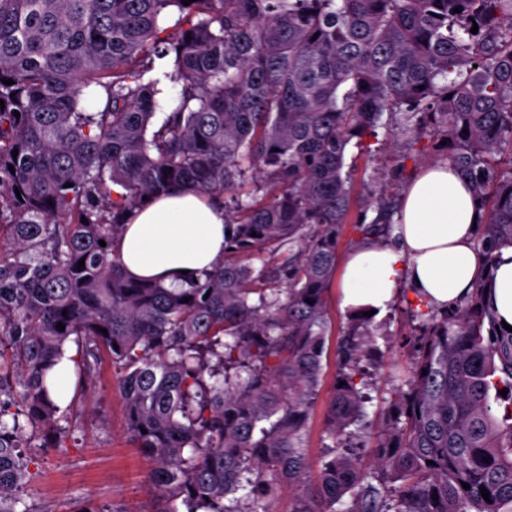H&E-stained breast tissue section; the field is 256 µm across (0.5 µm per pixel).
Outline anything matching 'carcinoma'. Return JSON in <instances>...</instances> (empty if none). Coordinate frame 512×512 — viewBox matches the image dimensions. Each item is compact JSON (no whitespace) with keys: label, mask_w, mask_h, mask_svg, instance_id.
<instances>
[{"label":"carcinoma","mask_w":512,"mask_h":512,"mask_svg":"<svg viewBox=\"0 0 512 512\" xmlns=\"http://www.w3.org/2000/svg\"><path fill=\"white\" fill-rule=\"evenodd\" d=\"M0 100V512H31L27 441L63 446L47 375L71 341L83 402L114 369L159 512H277L285 485L291 512H512V332L482 288L418 314L370 470L351 426L377 344L350 317L341 451L305 485L350 142H445L486 263L512 246V0H0ZM180 185L224 203V263L186 288L129 279L128 215ZM398 204L363 201L360 240H386Z\"/></svg>","instance_id":"obj_1"}]
</instances>
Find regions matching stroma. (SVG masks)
I'll use <instances>...</instances> for the list:
<instances>
[{"label": "stroma", "mask_w": 512, "mask_h": 512, "mask_svg": "<svg viewBox=\"0 0 512 512\" xmlns=\"http://www.w3.org/2000/svg\"><path fill=\"white\" fill-rule=\"evenodd\" d=\"M378 135L379 141L372 151L354 143L348 148L346 163L352 168L354 195L359 200L384 183L396 192H404L423 166L421 157L391 144L386 130H379ZM327 297L332 329L322 358V387L309 418L307 482L312 486L319 480L329 443L325 428L339 372L337 349L349 322L348 312L340 306L337 288H330ZM424 308V303L403 290L383 314L371 319L370 329L378 336L380 351L362 361L371 380L362 432L364 465L374 462V444L383 410L392 388L401 382L399 371L407 367L420 333L410 313ZM95 396V408L84 409L64 420L63 447L33 455L29 467L32 478L23 489V497L33 512H76L85 502L92 503L98 512H155L157 502L150 484L152 465L127 433L124 400L109 363H102L95 378Z\"/></svg>", "instance_id": "1"}]
</instances>
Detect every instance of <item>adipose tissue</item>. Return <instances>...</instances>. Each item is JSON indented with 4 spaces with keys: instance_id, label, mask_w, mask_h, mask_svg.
Masks as SVG:
<instances>
[{
    "instance_id": "ef3b65f1",
    "label": "adipose tissue",
    "mask_w": 512,
    "mask_h": 512,
    "mask_svg": "<svg viewBox=\"0 0 512 512\" xmlns=\"http://www.w3.org/2000/svg\"><path fill=\"white\" fill-rule=\"evenodd\" d=\"M477 213L468 179L453 166H425L410 182L394 244L362 242L346 256L339 280L343 308L383 312L399 287L444 311L478 284L498 320L512 325V247L486 266L474 242ZM124 271L173 288L224 261V207L182 186L135 208L118 242Z\"/></svg>"
}]
</instances>
